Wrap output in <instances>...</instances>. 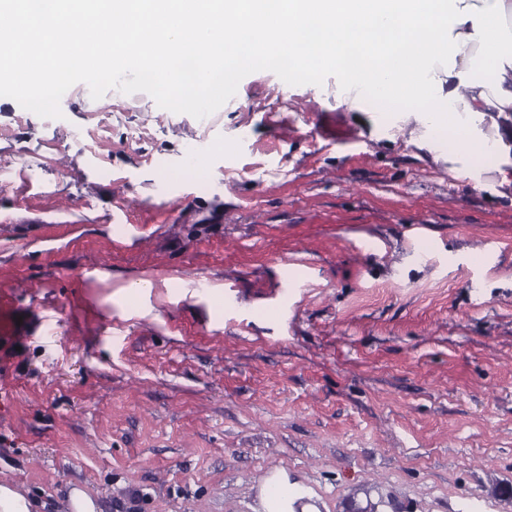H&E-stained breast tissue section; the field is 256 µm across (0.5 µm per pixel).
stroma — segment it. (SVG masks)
Instances as JSON below:
<instances>
[{"instance_id":"35a3bbf8","label":"stroma","mask_w":512,"mask_h":512,"mask_svg":"<svg viewBox=\"0 0 512 512\" xmlns=\"http://www.w3.org/2000/svg\"><path fill=\"white\" fill-rule=\"evenodd\" d=\"M110 91L0 94V484L32 512H263L281 469L316 512H512V185L331 75L244 69L206 117Z\"/></svg>"}]
</instances>
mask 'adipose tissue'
Here are the masks:
<instances>
[{
  "label": "adipose tissue",
  "instance_id": "obj_1",
  "mask_svg": "<svg viewBox=\"0 0 512 512\" xmlns=\"http://www.w3.org/2000/svg\"><path fill=\"white\" fill-rule=\"evenodd\" d=\"M265 64L336 97L405 117L424 143L479 178L512 167V0H0V84L48 105L75 75L130 71L178 109L223 101ZM264 512H295L305 491L267 476Z\"/></svg>",
  "mask_w": 512,
  "mask_h": 512
}]
</instances>
